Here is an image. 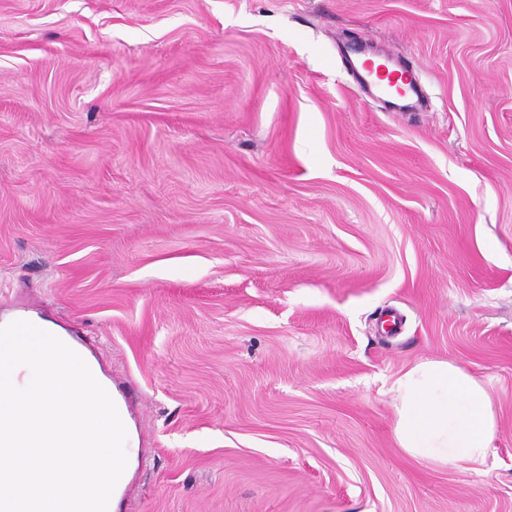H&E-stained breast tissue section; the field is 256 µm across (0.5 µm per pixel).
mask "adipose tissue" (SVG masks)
<instances>
[{"instance_id": "1", "label": "adipose tissue", "mask_w": 512, "mask_h": 512, "mask_svg": "<svg viewBox=\"0 0 512 512\" xmlns=\"http://www.w3.org/2000/svg\"><path fill=\"white\" fill-rule=\"evenodd\" d=\"M394 436L408 455L440 468L484 463L495 429L487 390L448 361L426 360L395 384Z\"/></svg>"}]
</instances>
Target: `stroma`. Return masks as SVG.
Returning a JSON list of instances; mask_svg holds the SVG:
<instances>
[{"mask_svg": "<svg viewBox=\"0 0 512 512\" xmlns=\"http://www.w3.org/2000/svg\"><path fill=\"white\" fill-rule=\"evenodd\" d=\"M362 41L415 73L388 108ZM84 337L140 440L115 512H512V0H0V319ZM424 360L478 469L393 435ZM394 436L408 455L440 468L482 464L495 429L487 390L448 361L426 360L394 384Z\"/></svg>", "mask_w": 512, "mask_h": 512, "instance_id": "1", "label": "stroma"}]
</instances>
